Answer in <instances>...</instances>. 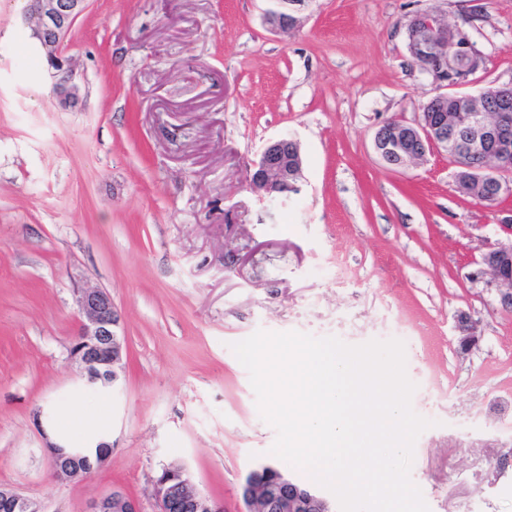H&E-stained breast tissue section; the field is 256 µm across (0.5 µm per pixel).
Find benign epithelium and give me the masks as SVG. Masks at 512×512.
Returning <instances> with one entry per match:
<instances>
[{"mask_svg": "<svg viewBox=\"0 0 512 512\" xmlns=\"http://www.w3.org/2000/svg\"><path fill=\"white\" fill-rule=\"evenodd\" d=\"M87 0H29L25 20L32 25L39 50L45 58L57 95L66 102L76 104L79 88L74 82L70 59L61 46L75 20L83 12ZM275 8L266 14V23L276 30H287L297 23V14L313 0H274ZM412 35L408 49L410 58L429 61L426 71L435 80V97L440 101L463 99L477 103L478 96L457 94L468 80L455 75L465 63L475 71L484 64L482 52L470 35L460 28L441 22L433 11L415 14L407 24ZM499 105L486 112L473 110L472 122L460 129L457 120L442 113L432 116L422 107L418 120L406 124L392 119L377 130L374 148L380 159L390 167L405 169L418 163L432 150L452 152L463 161L474 154L487 158L474 167L461 165L466 179L479 184L494 183L498 192L511 193L512 186L501 179V174L512 168V84H502L495 90ZM302 174V158L297 143L290 137L269 142L250 175L251 188L263 198L276 200L280 195L296 190ZM512 264V243L485 253L476 277L485 285L495 288L501 303L512 307V274L505 276L501 267ZM80 330L71 346V359L81 369L82 380L88 387L111 388L119 380L122 369L125 339L119 332L120 314L112 303L111 295L101 288H83L78 292ZM457 330L459 345L469 349L478 340V321L463 316ZM57 474L66 477L84 476L108 461L112 445L93 440L82 450L67 449L57 444L46 445ZM262 494L263 512H335L332 502L320 491L301 485L293 478L277 471L269 464L252 469L241 485L245 512H253L257 494ZM156 512H172L184 502L193 512H224V506L199 493L193 486L191 475L179 466V478L174 483L153 480ZM0 508L5 512H44L34 501L12 488L0 490ZM85 512H142L139 502L120 490H113L93 499Z\"/></svg>", "mask_w": 512, "mask_h": 512, "instance_id": "benign-epithelium-1", "label": "benign epithelium"}]
</instances>
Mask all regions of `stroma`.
I'll list each match as a JSON object with an SVG mask.
<instances>
[{"label":"stroma","mask_w":512,"mask_h":512,"mask_svg":"<svg viewBox=\"0 0 512 512\" xmlns=\"http://www.w3.org/2000/svg\"><path fill=\"white\" fill-rule=\"evenodd\" d=\"M0 0V485L45 512H85L112 489L155 512L152 480L185 464L195 487L243 512L270 453L232 343L257 330L404 343L432 420L411 478L429 512H512V309L473 280L512 241V194L490 209L431 151L407 169L374 149L379 126L417 121L434 95L406 26L423 10L469 33L476 95L512 82V0H313L286 31L270 0H88L62 49L81 89L53 91L24 21ZM296 140L299 190L250 186L266 144ZM105 289L125 356L114 388L82 384L69 354L79 289ZM480 323L461 351L457 318ZM81 425L60 431L61 412ZM106 433L109 462L56 475L46 442Z\"/></svg>","instance_id":"35a3bbf8"}]
</instances>
